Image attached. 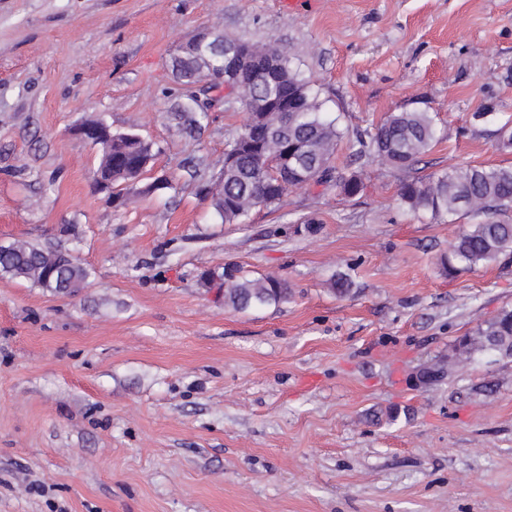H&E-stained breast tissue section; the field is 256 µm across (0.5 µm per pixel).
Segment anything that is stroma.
<instances>
[{"mask_svg":"<svg viewBox=\"0 0 512 512\" xmlns=\"http://www.w3.org/2000/svg\"><path fill=\"white\" fill-rule=\"evenodd\" d=\"M202 30L287 48L346 131L357 197L314 185L216 220L200 188L247 110L230 96L179 131L171 65ZM415 107L441 132L415 175L512 165V0H0V242L89 272L72 296L0 278V512H512V358L453 367L512 306V259L442 274L466 219L404 212L402 173L353 161L358 133ZM97 119L153 142L142 182L174 188L97 189L77 135ZM228 263L288 302L225 307L200 275Z\"/></svg>","mask_w":512,"mask_h":512,"instance_id":"1","label":"stroma"}]
</instances>
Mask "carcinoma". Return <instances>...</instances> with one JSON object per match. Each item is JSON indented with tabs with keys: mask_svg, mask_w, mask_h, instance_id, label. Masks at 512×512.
Listing matches in <instances>:
<instances>
[{
	"mask_svg": "<svg viewBox=\"0 0 512 512\" xmlns=\"http://www.w3.org/2000/svg\"><path fill=\"white\" fill-rule=\"evenodd\" d=\"M259 57L273 59L285 82L262 75L233 81L229 93L243 99L250 111L259 113L264 133L255 134L251 120L225 144L224 155L234 156L222 163L220 175L206 186L217 219L224 224H245L257 207H276L293 188H303L306 180L321 181L344 198L358 196L364 188L361 175L340 173L332 165L336 145L343 132L337 120L322 116V102L311 82L293 67L288 51L275 43L242 42ZM224 57L187 43V50L172 62V71L183 87L182 97L170 112L177 125L192 132L209 121L207 112L194 109L193 96L224 84L221 73ZM299 92L300 103L293 112L277 111L276 103L288 96V87ZM440 140L432 112L413 108L392 112L374 130L356 137L355 160L377 161L391 169L408 173L397 194L398 206L414 215L453 224L464 215L476 219L448 244V253L439 265L448 276L498 263L512 255V166L483 167L457 164L451 170L425 177L410 172L420 157ZM153 144L132 132H121L112 143V159L101 154L100 167L112 165V184H133L154 159ZM0 276L31 283L54 294L73 295L88 278L85 267L67 261L63 252L38 247L27 240L10 242V251L0 254ZM224 305L237 311L279 305L288 301V282L271 277H250L239 269L224 268ZM462 353L494 350L512 357V309L504 308L461 342Z\"/></svg>",
	"mask_w": 512,
	"mask_h": 512,
	"instance_id": "1",
	"label": "carcinoma"
}]
</instances>
